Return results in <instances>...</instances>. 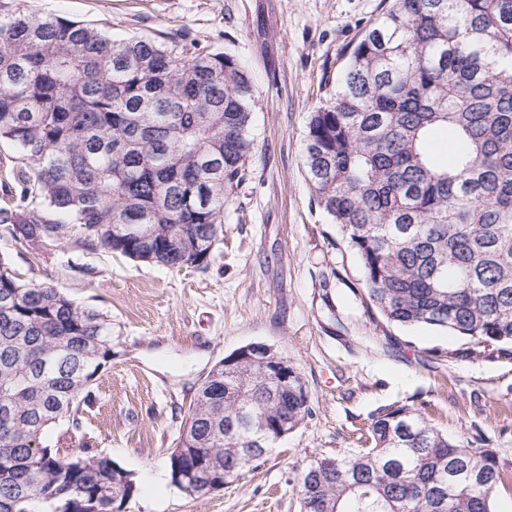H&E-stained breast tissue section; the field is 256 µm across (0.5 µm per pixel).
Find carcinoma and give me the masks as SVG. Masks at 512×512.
Wrapping results in <instances>:
<instances>
[{"instance_id": "cac0c4a2", "label": "carcinoma", "mask_w": 512, "mask_h": 512, "mask_svg": "<svg viewBox=\"0 0 512 512\" xmlns=\"http://www.w3.org/2000/svg\"><path fill=\"white\" fill-rule=\"evenodd\" d=\"M255 96L224 53L176 55L146 36L0 0V140L26 160L19 203L0 232L22 245L68 224L116 251L127 224H150L157 264L183 242L224 233L227 189L245 175ZM314 200L340 228L370 305L403 327L446 330L471 358H512V0H391L347 56L330 103L311 113L304 149ZM56 214L24 206L28 197ZM128 239L127 258L147 246ZM112 361V324L50 284H23L0 257V512H112L110 457L63 455L46 434L92 402ZM310 411L300 373L273 392L239 359L200 385L185 424L210 476L237 478ZM366 447L301 473V512H491L506 473L494 451L449 438L421 409H381Z\"/></svg>"}]
</instances>
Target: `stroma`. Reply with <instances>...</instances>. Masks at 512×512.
<instances>
[{
    "label": "stroma",
    "instance_id": "1",
    "mask_svg": "<svg viewBox=\"0 0 512 512\" xmlns=\"http://www.w3.org/2000/svg\"><path fill=\"white\" fill-rule=\"evenodd\" d=\"M97 24L114 38L151 37L175 53L222 52L248 69L256 145L228 192L224 235L206 269H170L85 245L77 230L33 246L0 237L25 283H49L112 324L80 429L48 433L65 454H103L134 473L126 512H300L297 479L315 457L358 450L373 416L421 407L452 437L481 439L508 480L493 512H512V359L465 340L386 322L369 304L339 228L312 197L303 165L311 112L336 91L346 55L389 0H28ZM252 342L297 368L310 412L255 470L193 499L166 477L168 454L201 380Z\"/></svg>",
    "mask_w": 512,
    "mask_h": 512
}]
</instances>
